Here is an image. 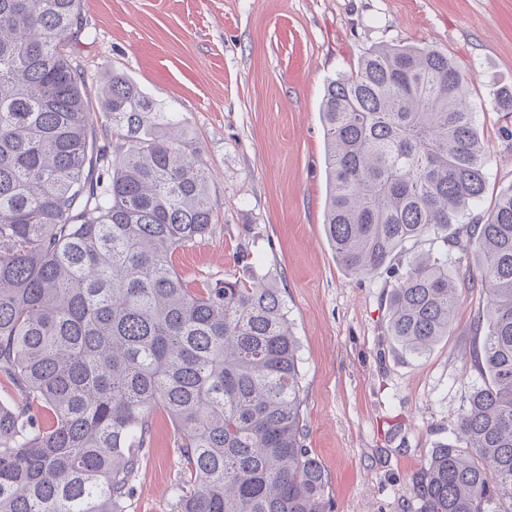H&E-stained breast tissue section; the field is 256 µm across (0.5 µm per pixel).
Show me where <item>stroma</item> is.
I'll list each match as a JSON object with an SVG mask.
<instances>
[{"mask_svg":"<svg viewBox=\"0 0 512 512\" xmlns=\"http://www.w3.org/2000/svg\"><path fill=\"white\" fill-rule=\"evenodd\" d=\"M95 34L75 56L90 96L126 74L183 112L209 169L215 226L173 261L188 281L249 279L281 288L301 345L305 445L328 477L335 512H417L412 477L454 431L479 375V289L463 290L453 330L419 357L387 330L386 278L359 279L324 226L320 110L326 83L379 44L448 53L464 70L489 154L490 212L512 185V0H83ZM181 464L156 413L127 512H170Z\"/></svg>","mask_w":512,"mask_h":512,"instance_id":"obj_1","label":"stroma"}]
</instances>
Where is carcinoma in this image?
I'll return each instance as SVG.
<instances>
[{"mask_svg": "<svg viewBox=\"0 0 512 512\" xmlns=\"http://www.w3.org/2000/svg\"><path fill=\"white\" fill-rule=\"evenodd\" d=\"M81 0H0V512H126L152 419L174 427L170 512H332L306 448L300 343L282 291L197 285L172 255L213 219L187 120L114 72L101 140L71 47ZM325 224L338 261L387 276L388 332L422 355L465 287L486 292L454 432L413 477L419 512H512V185L471 215L488 155L448 54L367 50L327 81Z\"/></svg>", "mask_w": 512, "mask_h": 512, "instance_id": "obj_1", "label": "carcinoma"}]
</instances>
